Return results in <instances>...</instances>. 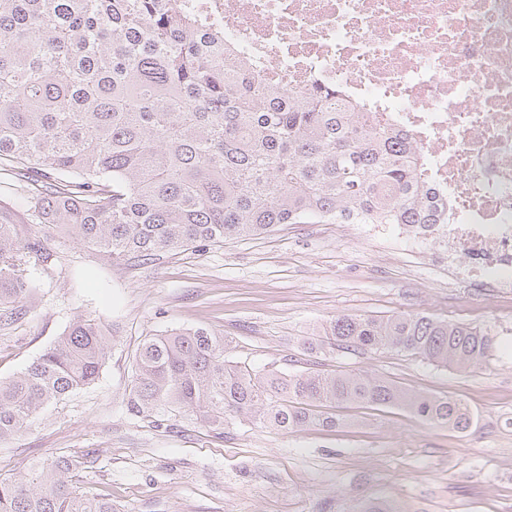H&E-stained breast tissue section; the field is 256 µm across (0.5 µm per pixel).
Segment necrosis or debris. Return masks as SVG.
<instances>
[{"label": "necrosis or debris", "instance_id": "obj_1", "mask_svg": "<svg viewBox=\"0 0 512 512\" xmlns=\"http://www.w3.org/2000/svg\"><path fill=\"white\" fill-rule=\"evenodd\" d=\"M224 60L320 85L408 133L451 221L397 232L454 277L512 295V0H180Z\"/></svg>", "mask_w": 512, "mask_h": 512}]
</instances>
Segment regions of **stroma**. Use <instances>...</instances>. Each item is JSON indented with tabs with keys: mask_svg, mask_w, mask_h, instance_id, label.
Masks as SVG:
<instances>
[{
	"mask_svg": "<svg viewBox=\"0 0 512 512\" xmlns=\"http://www.w3.org/2000/svg\"><path fill=\"white\" fill-rule=\"evenodd\" d=\"M0 205L22 237L41 240L53 256L29 264L27 313L0 327V377L29 366L74 314L112 330L96 384L0 442V478L67 453L83 460L82 490L111 498L119 512H358L376 498L405 512H512V311L493 290L452 281L402 243L350 240L345 224H284L154 262L115 263L38 224L25 182L2 166ZM403 312L479 327L495 355L457 371L394 350L307 349L336 315ZM198 326L233 339L236 360L254 367L381 374L461 400L474 423L461 433L396 407L357 405L337 409L333 431L237 420L212 430L188 418L157 428L129 416L124 399L139 343Z\"/></svg>",
	"mask_w": 512,
	"mask_h": 512,
	"instance_id": "stroma-1",
	"label": "stroma"
}]
</instances>
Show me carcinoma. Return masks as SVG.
<instances>
[{"label":"carcinoma","instance_id":"obj_1","mask_svg":"<svg viewBox=\"0 0 512 512\" xmlns=\"http://www.w3.org/2000/svg\"><path fill=\"white\" fill-rule=\"evenodd\" d=\"M179 0H0V164L34 166L39 223L114 261L153 262L197 244L259 236L280 224H447L420 152L386 125L354 129V104L321 91L265 88L216 53ZM0 205V320L25 310L29 259ZM341 348L391 349L466 370L495 347L480 329L418 313L339 315ZM111 331L78 314L24 371L0 379V441L94 385ZM206 327L147 336L135 351L126 411L158 427L189 417L216 430L230 417L282 432L333 429L343 405L398 406L463 432L462 402L411 393L355 372L287 374L234 361ZM82 461L58 455L0 479V512H116L77 486Z\"/></svg>","mask_w":512,"mask_h":512}]
</instances>
